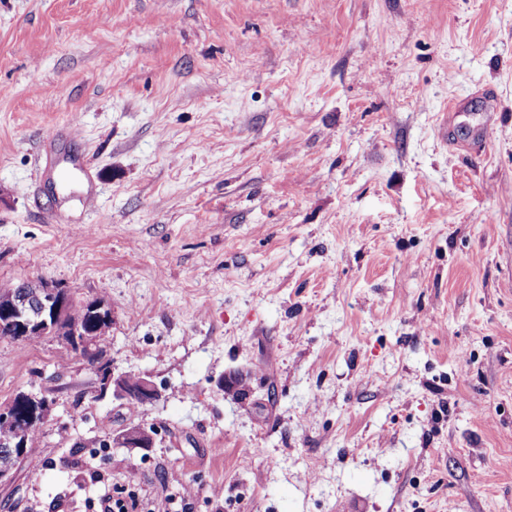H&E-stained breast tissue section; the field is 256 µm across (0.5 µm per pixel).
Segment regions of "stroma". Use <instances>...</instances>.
<instances>
[{"mask_svg": "<svg viewBox=\"0 0 512 512\" xmlns=\"http://www.w3.org/2000/svg\"><path fill=\"white\" fill-rule=\"evenodd\" d=\"M71 120L91 213L41 156ZM29 280L102 299L160 397L0 337V404L53 402L0 512H512V0H0ZM133 424L153 447L95 453ZM121 492H117V494H112L109 490H105L100 495L98 499V509L95 510L97 512H151L153 509L148 508L147 504L142 503L135 497H130L127 500L124 497H121L119 494ZM140 509V510H138Z\"/></svg>", "mask_w": 512, "mask_h": 512, "instance_id": "35a3bbf8", "label": "stroma"}]
</instances>
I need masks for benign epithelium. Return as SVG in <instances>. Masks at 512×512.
<instances>
[{"label":"benign epithelium","instance_id":"7a95c632","mask_svg":"<svg viewBox=\"0 0 512 512\" xmlns=\"http://www.w3.org/2000/svg\"><path fill=\"white\" fill-rule=\"evenodd\" d=\"M22 291L0 296V331L19 339L28 336H62V324L68 313L71 296L63 288L42 281H28ZM72 336L84 355L98 363L101 386L112 389L115 400L147 404L155 401L159 391L156 385L131 372H117L110 362H99L97 337L79 334L72 328ZM53 402L42 394L20 391L4 406H0V485L11 481L18 465L28 454L29 433L42 425ZM155 431L139 424L129 426L103 439L100 448H150Z\"/></svg>","mask_w":512,"mask_h":512}]
</instances>
